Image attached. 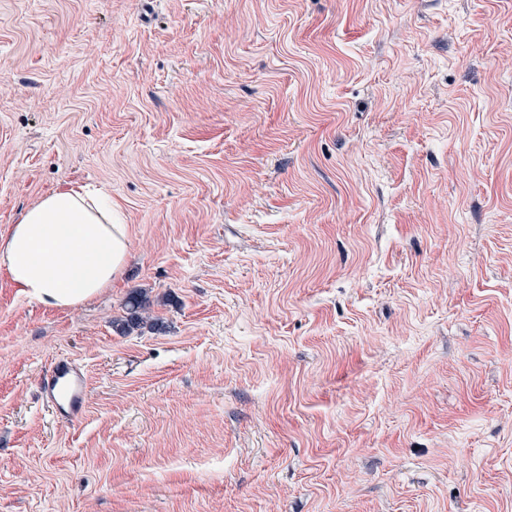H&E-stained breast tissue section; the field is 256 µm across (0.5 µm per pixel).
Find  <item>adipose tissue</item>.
<instances>
[{"instance_id": "obj_1", "label": "adipose tissue", "mask_w": 512, "mask_h": 512, "mask_svg": "<svg viewBox=\"0 0 512 512\" xmlns=\"http://www.w3.org/2000/svg\"><path fill=\"white\" fill-rule=\"evenodd\" d=\"M128 256L126 226L84 187H64L25 211L0 241V268L21 293L54 308L76 307L111 285Z\"/></svg>"}]
</instances>
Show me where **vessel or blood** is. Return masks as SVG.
Listing matches in <instances>:
<instances>
[{
	"label": "vessel or blood",
	"instance_id": "1",
	"mask_svg": "<svg viewBox=\"0 0 512 512\" xmlns=\"http://www.w3.org/2000/svg\"><path fill=\"white\" fill-rule=\"evenodd\" d=\"M88 382L85 374L66 360L53 363L42 377L40 391L56 415L69 420L83 416Z\"/></svg>",
	"mask_w": 512,
	"mask_h": 512
}]
</instances>
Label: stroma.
<instances>
[{"label": "stroma", "mask_w": 512, "mask_h": 512, "mask_svg": "<svg viewBox=\"0 0 512 512\" xmlns=\"http://www.w3.org/2000/svg\"><path fill=\"white\" fill-rule=\"evenodd\" d=\"M141 3L0 0V238L80 184L131 251L0 269V512H512V0ZM88 382L85 374L67 360H58L42 377L40 391L56 415L78 420L85 412Z\"/></svg>", "instance_id": "35a3bbf8"}]
</instances>
